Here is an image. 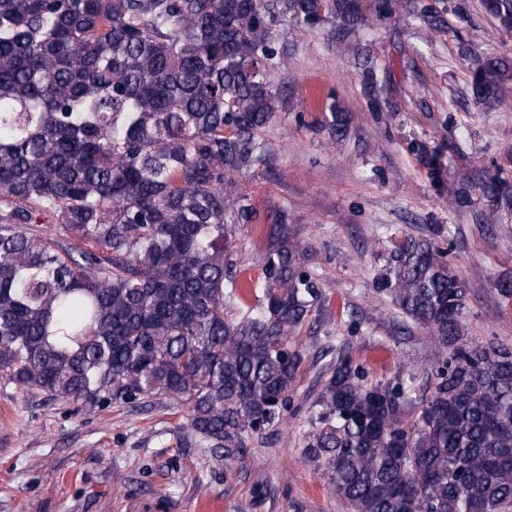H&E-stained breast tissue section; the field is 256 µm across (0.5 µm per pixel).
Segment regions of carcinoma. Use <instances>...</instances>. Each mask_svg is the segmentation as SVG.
<instances>
[{
	"label": "carcinoma",
	"instance_id": "obj_1",
	"mask_svg": "<svg viewBox=\"0 0 512 512\" xmlns=\"http://www.w3.org/2000/svg\"><path fill=\"white\" fill-rule=\"evenodd\" d=\"M403 0H0V380L88 411L163 395L218 448L277 427L298 354L291 339L326 300L288 211L266 214L263 300L228 279L231 224H255L235 176L264 161L255 136L283 100V20L351 32L392 19ZM512 32V0H481ZM445 0H412L444 31ZM477 104L504 105L512 56H471ZM361 94L388 105L366 60ZM352 113L321 126L343 141ZM449 206L492 202L512 215L496 173L448 190L443 153L408 143ZM74 241L32 233L34 214ZM375 287L438 348L429 395L413 378L372 384L340 358L310 410L305 458L350 512H512V346H463L465 279L435 243H391ZM240 307L230 318L224 306ZM413 421H407L410 410Z\"/></svg>",
	"mask_w": 512,
	"mask_h": 512
}]
</instances>
